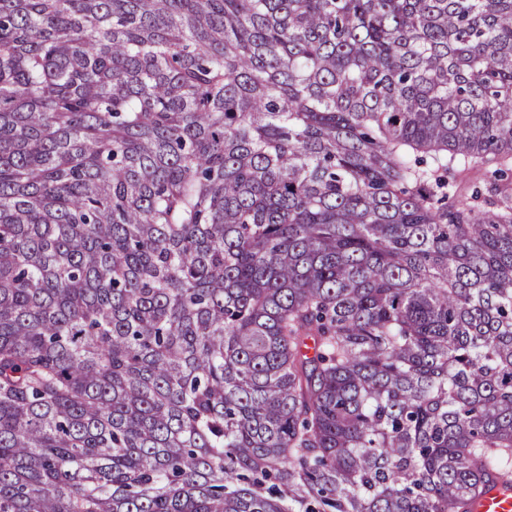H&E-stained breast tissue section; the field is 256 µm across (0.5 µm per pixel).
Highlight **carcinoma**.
Listing matches in <instances>:
<instances>
[{
	"label": "carcinoma",
	"instance_id": "1",
	"mask_svg": "<svg viewBox=\"0 0 512 512\" xmlns=\"http://www.w3.org/2000/svg\"><path fill=\"white\" fill-rule=\"evenodd\" d=\"M497 481L512 0H0V512Z\"/></svg>",
	"mask_w": 512,
	"mask_h": 512
}]
</instances>
